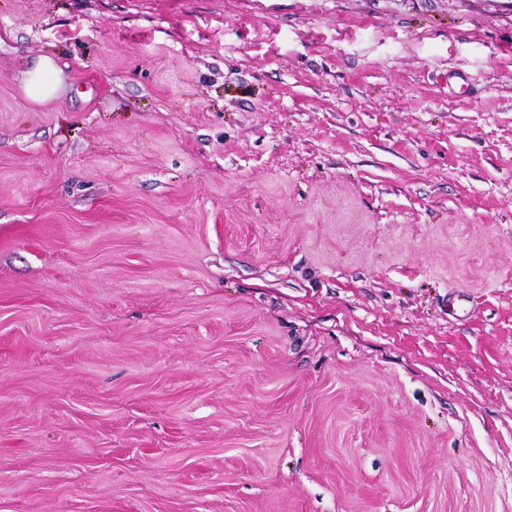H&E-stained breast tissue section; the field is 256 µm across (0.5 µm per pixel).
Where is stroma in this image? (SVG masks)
Instances as JSON below:
<instances>
[{
    "instance_id": "35a3bbf8",
    "label": "stroma",
    "mask_w": 512,
    "mask_h": 512,
    "mask_svg": "<svg viewBox=\"0 0 512 512\" xmlns=\"http://www.w3.org/2000/svg\"><path fill=\"white\" fill-rule=\"evenodd\" d=\"M0 512H512V0H0ZM62 71L50 56H42L24 74L22 86L26 96L35 102L56 97L61 86Z\"/></svg>"
}]
</instances>
